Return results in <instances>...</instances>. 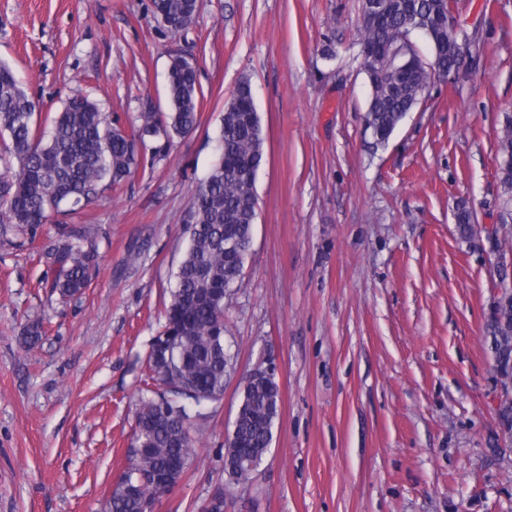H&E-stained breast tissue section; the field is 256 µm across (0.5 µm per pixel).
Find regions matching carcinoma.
<instances>
[{
	"label": "carcinoma",
	"instance_id": "obj_1",
	"mask_svg": "<svg viewBox=\"0 0 512 512\" xmlns=\"http://www.w3.org/2000/svg\"><path fill=\"white\" fill-rule=\"evenodd\" d=\"M376 19L359 28L362 65L371 86L367 123L375 145H385L407 112L430 97L435 82L458 65V40L448 38V12L453 0H378ZM200 0H153V16H163L164 29L176 35L195 24ZM426 28L432 61L416 50L401 57L402 38L410 24ZM168 112H140L128 126L99 110L84 96H73L41 130L29 111L30 99L11 68L0 64V130L7 132L0 195V223L34 234L49 212L65 215L98 198L104 186L121 185L144 166L147 142L191 132L198 122L204 94L194 68L174 67L168 74ZM218 159L197 187L184 217L189 246L175 273L176 286L158 336L170 352L148 356L145 396L136 415L134 444L127 451L126 471L110 492L106 512H145L166 493L154 476L172 466L193 462L197 439L186 437L205 407L203 400L224 393L228 354L224 345V297L241 276L246 257L224 252V235L247 236L257 215L254 175L264 160V139L251 83L242 79L224 107ZM498 175L505 203L512 202V118L498 143ZM460 236L475 234L472 208L456 207ZM67 238L53 254L50 288L63 298L81 293L95 272V249L73 241H89L90 230L60 225ZM496 339L500 382H512V313L503 328L495 311L486 327ZM184 389L181 409L164 416L158 402L170 395L161 386ZM234 440L224 444L223 472L228 481L245 483L261 465L273 439L278 417L276 376L254 378L242 390Z\"/></svg>",
	"mask_w": 512,
	"mask_h": 512
}]
</instances>
